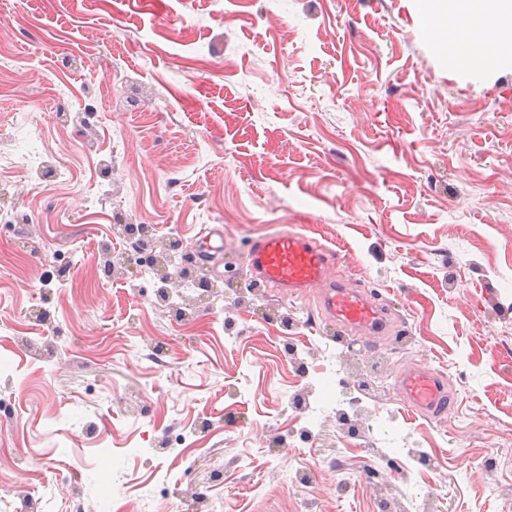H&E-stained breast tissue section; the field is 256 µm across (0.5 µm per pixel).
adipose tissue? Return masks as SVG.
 Masks as SVG:
<instances>
[{
	"label": "adipose tissue",
	"instance_id": "ef3b65f1",
	"mask_svg": "<svg viewBox=\"0 0 512 512\" xmlns=\"http://www.w3.org/2000/svg\"><path fill=\"white\" fill-rule=\"evenodd\" d=\"M418 17L440 33L449 66L486 75L512 67V0H413Z\"/></svg>",
	"mask_w": 512,
	"mask_h": 512
}]
</instances>
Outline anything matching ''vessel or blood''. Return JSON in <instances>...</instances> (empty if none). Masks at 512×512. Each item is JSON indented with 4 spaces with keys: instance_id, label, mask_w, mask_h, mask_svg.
I'll return each instance as SVG.
<instances>
[{
    "instance_id": "b4317fda",
    "label": "vessel or blood",
    "mask_w": 512,
    "mask_h": 512,
    "mask_svg": "<svg viewBox=\"0 0 512 512\" xmlns=\"http://www.w3.org/2000/svg\"><path fill=\"white\" fill-rule=\"evenodd\" d=\"M248 257L253 271L267 286L295 294L319 289L327 320L363 336L384 332L386 315L379 303L369 300L357 287L340 281L334 250L313 238L290 231L270 233L252 243ZM395 387L410 410L433 414L444 410L445 384L424 366L401 367Z\"/></svg>"
}]
</instances>
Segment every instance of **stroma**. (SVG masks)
Masks as SVG:
<instances>
[{
  "label": "stroma",
  "mask_w": 512,
  "mask_h": 512,
  "mask_svg": "<svg viewBox=\"0 0 512 512\" xmlns=\"http://www.w3.org/2000/svg\"><path fill=\"white\" fill-rule=\"evenodd\" d=\"M437 42L411 0H0V211L28 217L0 237V512H512V68ZM87 96L80 135L56 114ZM125 221L198 256L223 225L207 314L109 271ZM273 231L378 298V351L413 336L380 393L316 296L224 287ZM414 361L448 382L441 417L397 396ZM388 416L430 462L379 487Z\"/></svg>",
  "instance_id": "obj_1"
}]
</instances>
